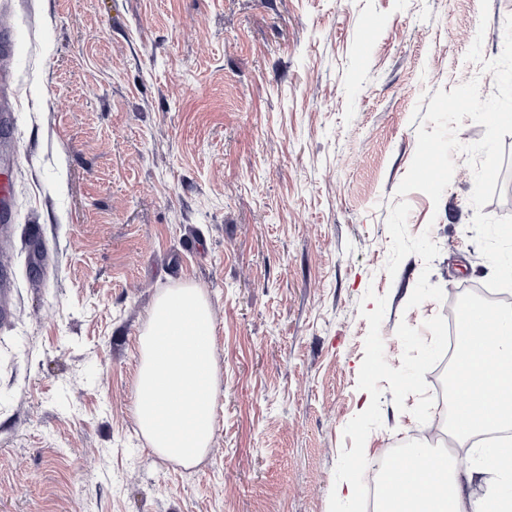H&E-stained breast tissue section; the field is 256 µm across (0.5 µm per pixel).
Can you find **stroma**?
I'll use <instances>...</instances> for the list:
<instances>
[{
    "instance_id": "1",
    "label": "stroma",
    "mask_w": 512,
    "mask_h": 512,
    "mask_svg": "<svg viewBox=\"0 0 512 512\" xmlns=\"http://www.w3.org/2000/svg\"><path fill=\"white\" fill-rule=\"evenodd\" d=\"M512 0H0L19 148L0 325V512H371L356 463L450 436L448 302L485 285L464 154L396 190L437 90L481 97ZM429 232L388 274L386 220ZM46 267L32 263L28 225ZM443 301L407 302L422 270ZM206 292L219 367L200 462L132 410L155 299ZM357 489L335 496L338 482Z\"/></svg>"
}]
</instances>
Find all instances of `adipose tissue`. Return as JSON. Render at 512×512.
Instances as JSON below:
<instances>
[{
  "label": "adipose tissue",
  "mask_w": 512,
  "mask_h": 512,
  "mask_svg": "<svg viewBox=\"0 0 512 512\" xmlns=\"http://www.w3.org/2000/svg\"><path fill=\"white\" fill-rule=\"evenodd\" d=\"M495 321L497 338L489 348L459 322L460 357L448 380L456 404L469 394L470 380L482 385L480 413H456L453 425L461 436H480L474 458L446 469L429 449H408L379 483L378 512H391L399 500L413 502L414 512H463L462 481L475 474L485 484L476 512H512V466L499 461L501 446H512V308L497 309Z\"/></svg>",
  "instance_id": "ef3b65f1"
}]
</instances>
